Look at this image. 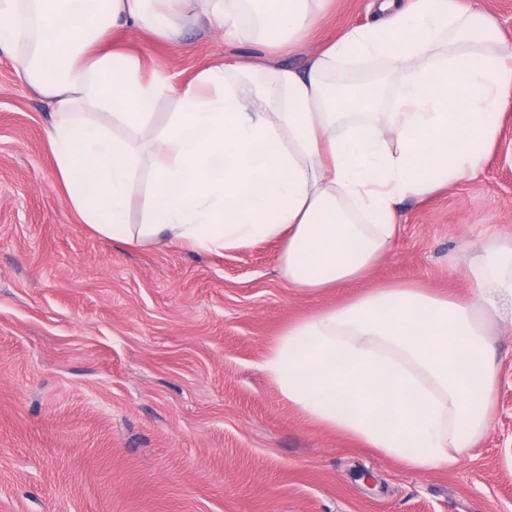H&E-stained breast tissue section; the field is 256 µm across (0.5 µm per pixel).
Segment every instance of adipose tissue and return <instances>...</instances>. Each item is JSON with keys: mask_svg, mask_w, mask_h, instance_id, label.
Returning <instances> with one entry per match:
<instances>
[{"mask_svg": "<svg viewBox=\"0 0 512 512\" xmlns=\"http://www.w3.org/2000/svg\"><path fill=\"white\" fill-rule=\"evenodd\" d=\"M241 0H0V48L50 98L46 137L68 203L125 243L160 234L204 250L283 243L289 287L370 278L394 245L396 206L474 176L512 108V47L467 0H378L304 69L224 61L173 88L107 47L139 26L179 44L186 22L243 36ZM266 43L303 52L328 0H259ZM35 24L24 27L22 7ZM381 60L380 89L335 82L337 64ZM173 97L157 122L149 105ZM144 182L142 222L127 214ZM463 297L384 284L288 326L263 368L310 421L433 471L475 447L495 409L491 328L512 323V238L467 256Z\"/></svg>", "mask_w": 512, "mask_h": 512, "instance_id": "ef3b65f1", "label": "adipose tissue"}]
</instances>
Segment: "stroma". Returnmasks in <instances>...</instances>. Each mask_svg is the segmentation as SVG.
I'll list each match as a JSON object with an SVG mask.
<instances>
[{
    "instance_id": "stroma-1",
    "label": "stroma",
    "mask_w": 512,
    "mask_h": 512,
    "mask_svg": "<svg viewBox=\"0 0 512 512\" xmlns=\"http://www.w3.org/2000/svg\"><path fill=\"white\" fill-rule=\"evenodd\" d=\"M377 18L330 0L318 51ZM114 43L179 87L224 60L302 68L185 24L181 46L135 26ZM50 99L0 50V512H512V326L497 324L496 415L445 470L419 472L309 421L263 371L288 324L364 283L289 288L282 244L201 251L125 244L83 224L44 129ZM371 276L468 294L448 257L512 237V110L478 177L398 207Z\"/></svg>"
}]
</instances>
